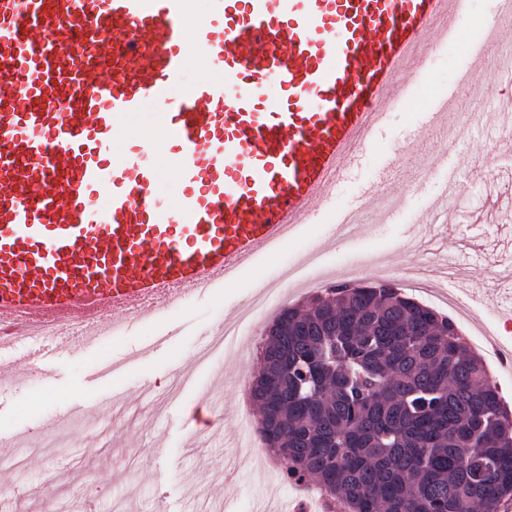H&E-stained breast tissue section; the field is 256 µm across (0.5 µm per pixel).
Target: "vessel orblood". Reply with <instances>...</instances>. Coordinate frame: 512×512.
I'll return each instance as SVG.
<instances>
[{
	"mask_svg": "<svg viewBox=\"0 0 512 512\" xmlns=\"http://www.w3.org/2000/svg\"><path fill=\"white\" fill-rule=\"evenodd\" d=\"M206 4L190 26L188 0H0V354L23 314L66 343L75 319L150 316L288 241L469 8ZM142 116L166 163L131 131ZM455 188L421 223H446ZM382 195L367 185L340 228Z\"/></svg>",
	"mask_w": 512,
	"mask_h": 512,
	"instance_id": "1",
	"label": "vessel or blood"
}]
</instances>
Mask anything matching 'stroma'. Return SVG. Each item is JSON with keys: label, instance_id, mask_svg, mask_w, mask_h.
<instances>
[{"label": "stroma", "instance_id": "35a3bbf8", "mask_svg": "<svg viewBox=\"0 0 512 512\" xmlns=\"http://www.w3.org/2000/svg\"><path fill=\"white\" fill-rule=\"evenodd\" d=\"M498 17L497 0H470L459 35L441 42L407 99L390 111L384 128L366 148L360 164L345 172L331 205L318 209L298 236L276 253L259 257L235 282L215 283L181 307L160 310L135 321L122 335L90 347L60 353L42 337L24 340L10 363L13 380L0 386V435L12 436L0 447V512H73L76 501L93 512H205L209 499L224 498L227 512H283L294 505L290 484L282 481L273 458L254 462L247 449L257 436V408L248 384L257 374L259 352L271 316L259 317L250 335L215 338L227 315L254 294L273 288L283 263H299L308 248L321 244L320 264L312 269L316 285L282 289L280 308H288L329 287L343 260L355 257L366 272L358 283L376 282L379 269L393 272L391 284L422 266L425 257L439 263H472L479 275L468 290L480 298L482 321L501 316L494 300L496 277L512 274V162L496 136L461 103L448 124L449 162L460 167L449 222L428 235L417 213L433 201L441 179L435 154L425 146L426 115L451 92L461 72H471L489 101L512 99V73L484 65L457 49L460 34L476 33ZM392 173L385 194L391 200L384 224L342 238L336 225L355 204L363 186L384 166ZM116 361L126 367L99 382L92 376ZM150 382L151 393L141 390ZM71 411L66 427L48 433L37 423ZM247 445L234 447L232 435ZM237 480L225 484V468Z\"/></svg>", "mask_w": 512, "mask_h": 512}]
</instances>
